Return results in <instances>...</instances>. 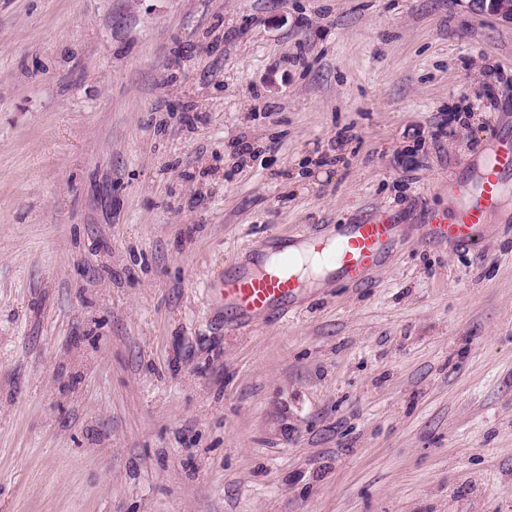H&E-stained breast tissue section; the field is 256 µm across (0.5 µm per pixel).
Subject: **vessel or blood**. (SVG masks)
<instances>
[{
	"mask_svg": "<svg viewBox=\"0 0 512 512\" xmlns=\"http://www.w3.org/2000/svg\"><path fill=\"white\" fill-rule=\"evenodd\" d=\"M510 192L512 135H500L480 154L473 180L449 181L448 197L454 202L450 213L427 212L431 240L460 248L477 246L481 225L499 210ZM401 233V225L386 213L339 225L331 233L318 230L292 239L278 248L276 261L232 266L213 287L224 304L225 329H248L270 318L285 319L293 312L308 287L295 272L299 253L317 254L334 277L359 285L371 270L381 266Z\"/></svg>",
	"mask_w": 512,
	"mask_h": 512,
	"instance_id": "1",
	"label": "vessel or blood"
}]
</instances>
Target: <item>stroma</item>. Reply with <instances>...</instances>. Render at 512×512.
I'll list each match as a JSON object with an SVG mask.
<instances>
[{"label": "stroma", "instance_id": "1", "mask_svg": "<svg viewBox=\"0 0 512 512\" xmlns=\"http://www.w3.org/2000/svg\"><path fill=\"white\" fill-rule=\"evenodd\" d=\"M512 133L471 0H0V512H512ZM395 208L359 286L228 332L270 234ZM511 189L512 134L500 135L480 154L473 180H449L448 199L455 203L450 213L426 210L429 239L460 248L477 246L480 226L500 209Z\"/></svg>", "mask_w": 512, "mask_h": 512}]
</instances>
